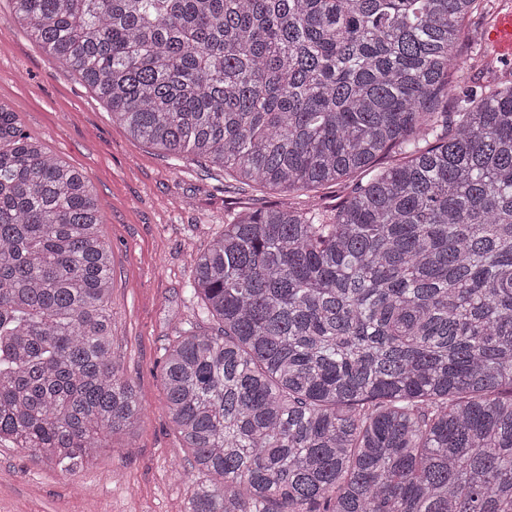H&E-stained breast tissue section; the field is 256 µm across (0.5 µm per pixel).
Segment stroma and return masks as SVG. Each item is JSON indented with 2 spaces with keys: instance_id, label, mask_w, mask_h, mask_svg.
Listing matches in <instances>:
<instances>
[{
  "instance_id": "35a3bbf8",
  "label": "stroma",
  "mask_w": 512,
  "mask_h": 512,
  "mask_svg": "<svg viewBox=\"0 0 512 512\" xmlns=\"http://www.w3.org/2000/svg\"><path fill=\"white\" fill-rule=\"evenodd\" d=\"M0 99L26 134L96 190L112 247L113 344L142 406L134 436L114 435L73 475L0 443V512H184L190 455L164 412L161 366L176 326L193 318L190 263L238 210L285 197L134 140L89 88L51 62L9 0H0Z\"/></svg>"
}]
</instances>
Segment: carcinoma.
<instances>
[{
    "instance_id": "1",
    "label": "carcinoma",
    "mask_w": 512,
    "mask_h": 512,
    "mask_svg": "<svg viewBox=\"0 0 512 512\" xmlns=\"http://www.w3.org/2000/svg\"><path fill=\"white\" fill-rule=\"evenodd\" d=\"M10 2L130 136L288 194L191 262L185 512H512V72L448 111L485 0ZM1 113L0 442L74 475L140 420L112 250L91 180Z\"/></svg>"
}]
</instances>
